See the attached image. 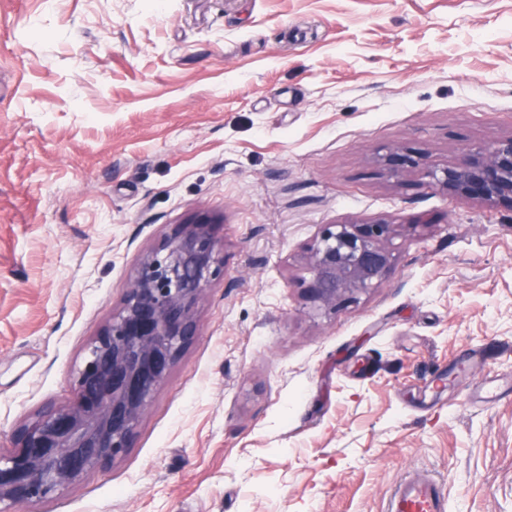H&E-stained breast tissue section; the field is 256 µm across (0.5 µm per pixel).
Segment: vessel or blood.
<instances>
[{
    "label": "vessel or blood",
    "instance_id": "1",
    "mask_svg": "<svg viewBox=\"0 0 512 512\" xmlns=\"http://www.w3.org/2000/svg\"><path fill=\"white\" fill-rule=\"evenodd\" d=\"M385 512H448V495L433 475L416 469L394 486Z\"/></svg>",
    "mask_w": 512,
    "mask_h": 512
}]
</instances>
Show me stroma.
Wrapping results in <instances>:
<instances>
[{
	"mask_svg": "<svg viewBox=\"0 0 512 512\" xmlns=\"http://www.w3.org/2000/svg\"><path fill=\"white\" fill-rule=\"evenodd\" d=\"M509 135L512 0H0V452L171 225L224 259L131 448L22 512H384L416 467L512 512V207L381 163ZM379 218L394 266L315 314L319 225Z\"/></svg>",
	"mask_w": 512,
	"mask_h": 512,
	"instance_id": "35a3bbf8",
	"label": "stroma"
}]
</instances>
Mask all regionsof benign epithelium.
Instances as JSON below:
<instances>
[{"label": "benign epithelium", "mask_w": 512, "mask_h": 512, "mask_svg": "<svg viewBox=\"0 0 512 512\" xmlns=\"http://www.w3.org/2000/svg\"><path fill=\"white\" fill-rule=\"evenodd\" d=\"M384 162L393 173L420 166L399 146ZM424 176L461 199L512 204V135L468 147L459 164ZM398 232L383 219L320 225L303 258L311 309L329 314L377 287L395 261ZM221 266L212 221L202 218L172 225L144 254L119 310L87 345L73 399L21 424L11 451L0 453V512L53 496L132 446L154 393L198 334L199 303Z\"/></svg>", "instance_id": "1"}]
</instances>
